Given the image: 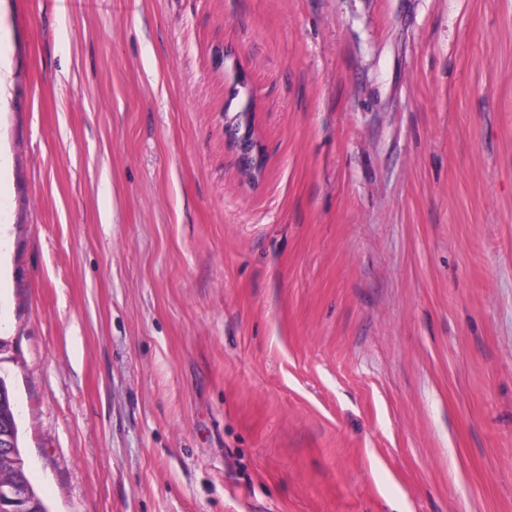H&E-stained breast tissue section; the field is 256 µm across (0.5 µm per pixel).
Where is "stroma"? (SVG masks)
Returning <instances> with one entry per match:
<instances>
[{
    "label": "stroma",
    "instance_id": "1",
    "mask_svg": "<svg viewBox=\"0 0 512 512\" xmlns=\"http://www.w3.org/2000/svg\"><path fill=\"white\" fill-rule=\"evenodd\" d=\"M0 154L51 512H512V0H0Z\"/></svg>",
    "mask_w": 512,
    "mask_h": 512
}]
</instances>
